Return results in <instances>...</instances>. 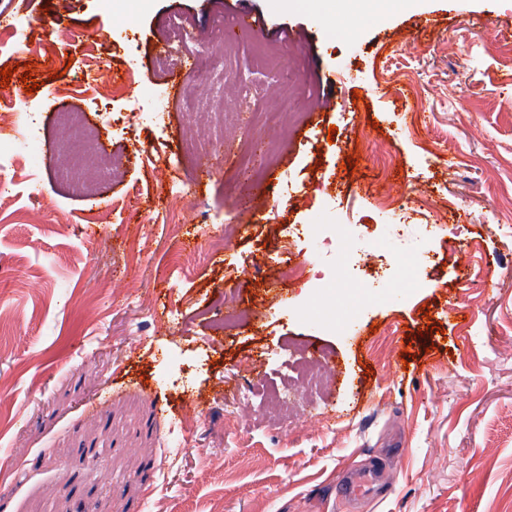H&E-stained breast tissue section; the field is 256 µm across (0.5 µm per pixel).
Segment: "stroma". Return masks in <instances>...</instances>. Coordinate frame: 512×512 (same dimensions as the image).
<instances>
[{"mask_svg":"<svg viewBox=\"0 0 512 512\" xmlns=\"http://www.w3.org/2000/svg\"><path fill=\"white\" fill-rule=\"evenodd\" d=\"M58 2L0 0L31 39H0V113L42 135L0 169V512H512V237L486 221L512 224V60L486 40L512 42V0L344 25L321 0H247L296 34L268 58L238 36L235 0ZM176 19L199 37L162 73ZM55 27L69 36L42 60ZM60 112L90 134L61 132ZM404 216L439 230L386 232ZM297 224L354 225L356 278L312 288L348 259ZM423 250L413 278L377 286ZM303 260L309 277L289 278ZM315 348L319 423H271L267 388ZM239 392L245 420L216 400ZM370 466L387 493L341 500L340 475Z\"/></svg>","mask_w":512,"mask_h":512,"instance_id":"obj_1","label":"stroma"}]
</instances>
